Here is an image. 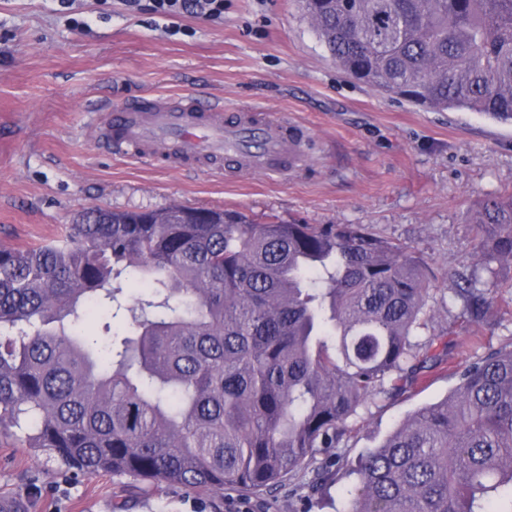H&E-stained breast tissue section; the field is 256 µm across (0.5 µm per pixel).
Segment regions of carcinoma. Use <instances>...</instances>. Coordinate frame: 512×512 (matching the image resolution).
Returning a JSON list of instances; mask_svg holds the SVG:
<instances>
[{
	"mask_svg": "<svg viewBox=\"0 0 512 512\" xmlns=\"http://www.w3.org/2000/svg\"><path fill=\"white\" fill-rule=\"evenodd\" d=\"M303 4L345 73L512 123V0ZM475 225V265L512 264V193L483 200ZM428 276L421 253L359 224L92 208L59 240L0 247V428L69 469L189 493L354 475L344 512H512V348L465 358L443 400L354 467L331 459L371 400L447 367L448 344L415 342ZM457 278L482 325L497 283ZM90 320L106 336L85 335Z\"/></svg>",
	"mask_w": 512,
	"mask_h": 512,
	"instance_id": "carcinoma-1",
	"label": "carcinoma"
}]
</instances>
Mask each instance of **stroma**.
<instances>
[{"label": "stroma", "instance_id": "1", "mask_svg": "<svg viewBox=\"0 0 512 512\" xmlns=\"http://www.w3.org/2000/svg\"><path fill=\"white\" fill-rule=\"evenodd\" d=\"M85 29L68 27L55 0H0V246L32 248L62 236L91 207L156 210L173 204L274 216L305 224H362L428 259L432 317L420 340L448 345V368L411 392L374 399L337 454L352 465L364 448L454 386L459 348H512V265L481 332L453 302L466 271L473 215L489 195L512 191V123L476 112H435L378 92L344 73L304 18L299 0H224L213 23L164 22L113 0H95ZM221 100L288 117L307 137L308 164L283 177L229 175L113 154L98 138L97 112L150 94ZM298 479L260 495H185L129 477L66 471L0 429V498L20 512H339L342 484L301 501Z\"/></svg>", "mask_w": 512, "mask_h": 512}]
</instances>
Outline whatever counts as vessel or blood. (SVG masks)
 I'll return each mask as SVG.
<instances>
[{
    "label": "vessel or blood",
    "instance_id": "1",
    "mask_svg": "<svg viewBox=\"0 0 512 512\" xmlns=\"http://www.w3.org/2000/svg\"><path fill=\"white\" fill-rule=\"evenodd\" d=\"M234 112V121L224 119ZM102 144L124 156L170 158L204 164L229 161L234 174L264 172L275 177L302 167L304 137L298 126L255 108L139 96L110 112L96 125Z\"/></svg>",
    "mask_w": 512,
    "mask_h": 512
}]
</instances>
